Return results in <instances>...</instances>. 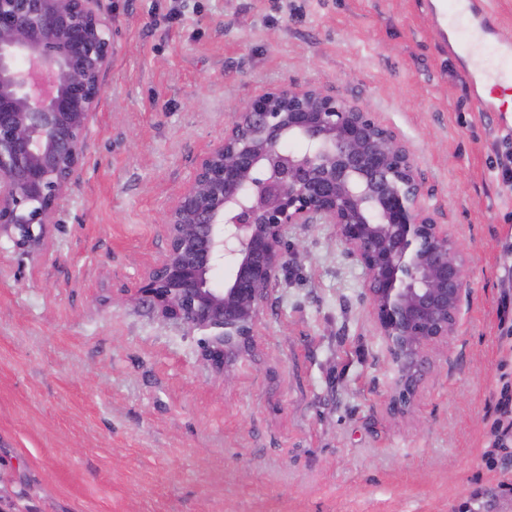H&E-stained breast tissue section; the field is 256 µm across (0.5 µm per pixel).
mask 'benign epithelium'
Instances as JSON below:
<instances>
[{"label": "benign epithelium", "instance_id": "benign-epithelium-1", "mask_svg": "<svg viewBox=\"0 0 512 512\" xmlns=\"http://www.w3.org/2000/svg\"><path fill=\"white\" fill-rule=\"evenodd\" d=\"M102 0H0V239L50 247L85 160L112 65ZM297 139L300 153L283 144ZM410 147L367 106L278 86L232 115L167 208L164 254L131 298L188 331L210 330L215 369L251 347L260 308L289 263L288 226L332 224L366 273L365 295L396 377L389 410H412L429 351L456 330L467 254L425 204ZM227 268L224 287L212 271Z\"/></svg>", "mask_w": 512, "mask_h": 512}]
</instances>
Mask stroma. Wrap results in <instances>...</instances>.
Segmentation results:
<instances>
[{
  "instance_id": "1",
  "label": "stroma",
  "mask_w": 512,
  "mask_h": 512,
  "mask_svg": "<svg viewBox=\"0 0 512 512\" xmlns=\"http://www.w3.org/2000/svg\"><path fill=\"white\" fill-rule=\"evenodd\" d=\"M436 0H104L114 55L52 247L0 240V512H512V192ZM314 85L409 145L426 204L469 256L471 294L412 413L360 263L333 225L288 228L290 264L249 355L216 372L131 300L168 203L244 99ZM494 448V447H493Z\"/></svg>"
}]
</instances>
